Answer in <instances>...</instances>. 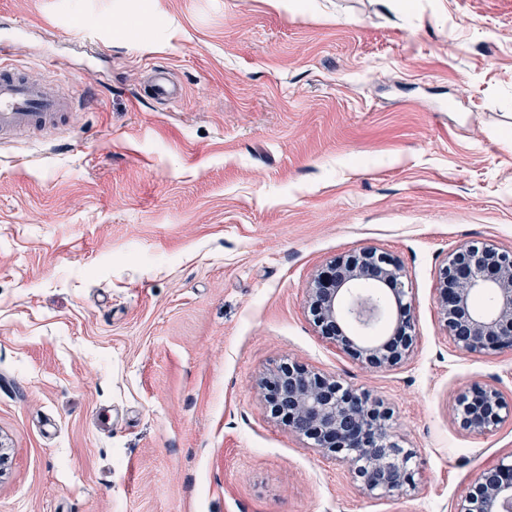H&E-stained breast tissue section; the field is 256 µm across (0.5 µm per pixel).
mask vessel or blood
I'll list each match as a JSON object with an SVG mask.
<instances>
[{
  "mask_svg": "<svg viewBox=\"0 0 512 512\" xmlns=\"http://www.w3.org/2000/svg\"><path fill=\"white\" fill-rule=\"evenodd\" d=\"M10 37L0 36V141L13 139L23 131L51 133L58 130L71 110L72 101L47 84L27 80L9 61ZM150 98L174 102L182 98V87L166 72L153 70L148 87Z\"/></svg>",
  "mask_w": 512,
  "mask_h": 512,
  "instance_id": "obj_1",
  "label": "vessel or blood"
}]
</instances>
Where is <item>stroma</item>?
Listing matches in <instances>:
<instances>
[{
  "label": "stroma",
  "instance_id": "obj_1",
  "mask_svg": "<svg viewBox=\"0 0 512 512\" xmlns=\"http://www.w3.org/2000/svg\"><path fill=\"white\" fill-rule=\"evenodd\" d=\"M18 23L74 115L0 143V512H454L512 460V418L456 402L512 404V350L459 352L436 303L448 253L512 250V0H0ZM366 248L404 270L391 369L310 314ZM288 360L390 409L414 487L367 495L271 417ZM148 96L159 102H174L182 98V87L173 82L166 72L152 70V77L148 87ZM458 401L463 411L461 424L476 433L486 432L512 416V406L491 385L475 384L461 393Z\"/></svg>",
  "mask_w": 512,
  "mask_h": 512
}]
</instances>
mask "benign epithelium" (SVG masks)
Returning <instances> with one entry per match:
<instances>
[{
  "mask_svg": "<svg viewBox=\"0 0 512 512\" xmlns=\"http://www.w3.org/2000/svg\"><path fill=\"white\" fill-rule=\"evenodd\" d=\"M401 265L388 254L367 248L330 263L310 288V307L321 335L354 359L378 369H390L413 351L415 335L410 307L403 303ZM361 281L386 288L397 308L392 333L379 340L350 336L340 321L355 319L367 327L379 305L371 297L347 302ZM437 304L448 337L464 354L512 350V251L490 243H475L448 254L439 271ZM489 291L493 307L487 313L473 306L476 295ZM266 407L313 448L349 465L361 490L373 496L402 490L412 482L413 453L390 431L388 408L365 393L343 386L296 362H283L261 379ZM464 428L483 433L512 416L501 392L475 384L459 395ZM456 512H512V462L483 470L463 495Z\"/></svg>",
  "mask_w": 512,
  "mask_h": 512,
  "instance_id": "obj_1",
  "label": "benign epithelium"
}]
</instances>
